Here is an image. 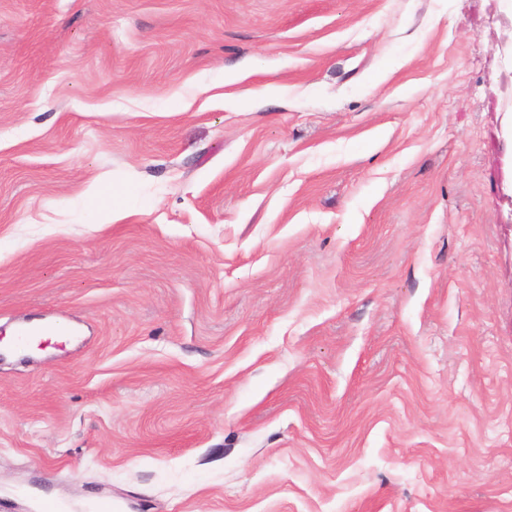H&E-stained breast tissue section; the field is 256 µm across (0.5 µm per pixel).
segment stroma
<instances>
[{"label":"stroma","mask_w":512,"mask_h":512,"mask_svg":"<svg viewBox=\"0 0 512 512\" xmlns=\"http://www.w3.org/2000/svg\"><path fill=\"white\" fill-rule=\"evenodd\" d=\"M510 74L502 0H0V341L76 334L0 512H512Z\"/></svg>","instance_id":"stroma-1"}]
</instances>
